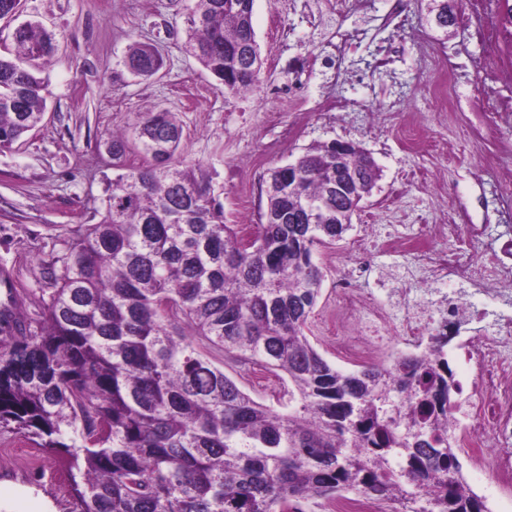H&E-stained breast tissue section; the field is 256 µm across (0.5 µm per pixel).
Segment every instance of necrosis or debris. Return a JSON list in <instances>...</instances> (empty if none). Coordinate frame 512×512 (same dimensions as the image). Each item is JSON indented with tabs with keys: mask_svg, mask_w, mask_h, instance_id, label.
<instances>
[{
	"mask_svg": "<svg viewBox=\"0 0 512 512\" xmlns=\"http://www.w3.org/2000/svg\"><path fill=\"white\" fill-rule=\"evenodd\" d=\"M455 230L452 224H435L427 238L372 235L360 243L362 259L379 250L427 270V285L405 289L398 302L383 304L362 288L356 272L343 274L337 291L357 330L341 337L340 346L350 357L365 359L383 345L419 350L431 337H450L471 372L452 410L454 436L463 453L482 459L491 486L504 491L512 488V238L485 250V226L470 225L463 239ZM476 246L479 257L464 260L463 251ZM446 282L459 285V292L432 296L430 285ZM485 288L501 298V305L475 302ZM488 442L494 452L487 458Z\"/></svg>",
	"mask_w": 512,
	"mask_h": 512,
	"instance_id": "necrosis-or-debris-1",
	"label": "necrosis or debris"
}]
</instances>
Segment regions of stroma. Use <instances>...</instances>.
Instances as JSON below:
<instances>
[{"instance_id":"35a3bbf8","label":"stroma","mask_w":512,"mask_h":512,"mask_svg":"<svg viewBox=\"0 0 512 512\" xmlns=\"http://www.w3.org/2000/svg\"><path fill=\"white\" fill-rule=\"evenodd\" d=\"M188 0H22L20 20L36 19L56 35L57 48L45 67L47 112L43 124L12 148L0 150V265L13 270L30 312L53 288V262L75 230L90 223L113 169L99 150L112 132L131 127L140 112L175 113L183 130L180 158L216 171L224 186V221L251 233L265 206L263 180L269 168L294 162L306 148L334 139L359 143L381 178L354 216L351 228L314 252L325 278L306 333L336 368L361 369L339 350L336 298L340 268L356 266L354 243L369 226L394 234L400 228L426 235L429 225L448 221L444 204L468 224H500L494 200L497 170L512 169V155L496 144L512 140V126L495 124L488 100L512 101V84L484 82L479 68L486 46L455 24L436 26L423 0H406L410 28L384 27L389 0L366 6L348 0H254L252 22L263 58L257 90L232 96L188 56L182 43ZM365 35L373 50L390 49L387 72L345 68L344 88L358 112H327L323 99L335 93L336 60L329 44L337 27ZM153 45L164 67L155 77L132 76L123 61L130 44ZM465 45L470 62L462 78L463 112L447 120L433 93L447 74L425 69L423 58ZM402 79L412 92L394 109L393 85ZM415 118L424 145L410 149L402 130ZM401 257L378 253L363 285L378 297L416 287L417 270ZM224 371L255 399L274 403L284 383L225 359ZM66 475L58 459L31 441L0 433V512H66Z\"/></svg>"}]
</instances>
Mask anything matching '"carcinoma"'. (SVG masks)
Segmentation results:
<instances>
[{
	"mask_svg": "<svg viewBox=\"0 0 512 512\" xmlns=\"http://www.w3.org/2000/svg\"><path fill=\"white\" fill-rule=\"evenodd\" d=\"M184 51L225 92L257 87L234 51L254 31L253 0H189ZM0 54V149L46 111L55 34L30 20ZM125 64L151 77L159 51L129 47ZM172 112L142 113L131 136L103 147L113 168L88 224L58 257L60 274L35 316L20 300L0 330V432L63 456L69 512H301V503L375 493L390 512H491L469 485L443 417L459 396L436 336L420 352L345 372L306 335L324 273L318 246L350 225L336 201V141L296 161L298 185L279 168L245 242L224 223L215 172L177 158ZM149 159L124 169L129 145ZM342 166L371 195L378 168L358 146ZM314 223H293L309 204ZM191 328L189 336L179 323ZM230 356L288 378L281 411L224 374Z\"/></svg>",
	"mask_w": 512,
	"mask_h": 512,
	"instance_id": "obj_1",
	"label": "carcinoma"
}]
</instances>
